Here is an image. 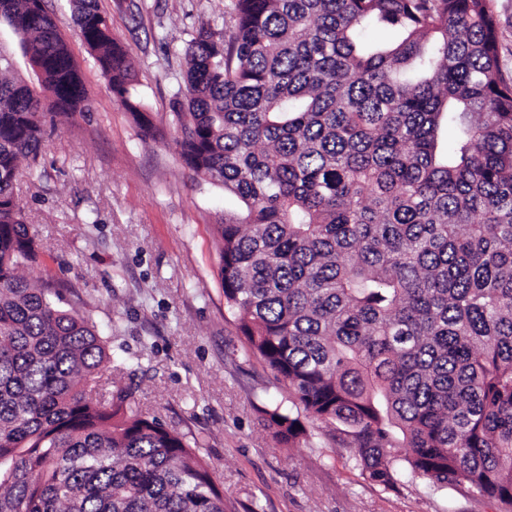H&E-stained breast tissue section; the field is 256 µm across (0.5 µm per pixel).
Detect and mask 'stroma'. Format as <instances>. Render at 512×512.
<instances>
[{"label": "stroma", "instance_id": "obj_1", "mask_svg": "<svg viewBox=\"0 0 512 512\" xmlns=\"http://www.w3.org/2000/svg\"><path fill=\"white\" fill-rule=\"evenodd\" d=\"M68 39L90 109L22 161L20 199L41 257L23 274L63 287L112 346L113 388L197 436L232 512H501L465 489L401 471L366 480L340 425L306 421V441H278L267 413L287 406L284 381L252 354L224 304L215 226L236 202L192 181L175 144L184 49L201 24L224 27L230 0H98L137 61L136 91L166 136L145 141L75 34L70 0H45Z\"/></svg>", "mask_w": 512, "mask_h": 512}]
</instances>
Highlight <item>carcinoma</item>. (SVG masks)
Here are the masks:
<instances>
[{"mask_svg":"<svg viewBox=\"0 0 512 512\" xmlns=\"http://www.w3.org/2000/svg\"><path fill=\"white\" fill-rule=\"evenodd\" d=\"M82 43L144 138L163 131L97 0ZM0 512H226L197 438L124 388L108 340L21 268L39 244L19 163L89 110L44 0H0ZM389 30L367 42L368 28ZM491 0H232L188 41L179 155L235 196L216 225L224 303L301 417L350 428L362 473L398 468L512 508V78ZM456 130L442 151L443 126Z\"/></svg>","mask_w":512,"mask_h":512,"instance_id":"obj_1","label":"carcinoma"}]
</instances>
